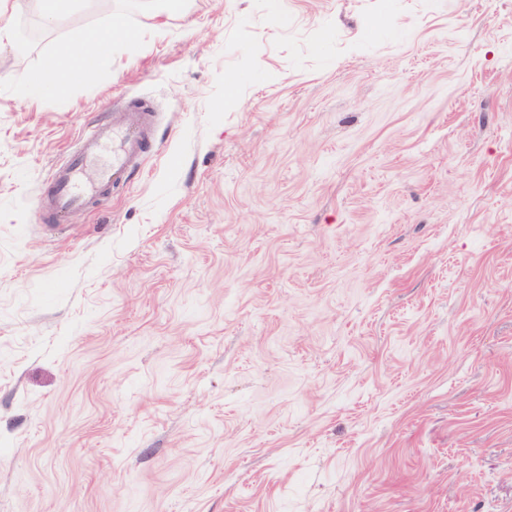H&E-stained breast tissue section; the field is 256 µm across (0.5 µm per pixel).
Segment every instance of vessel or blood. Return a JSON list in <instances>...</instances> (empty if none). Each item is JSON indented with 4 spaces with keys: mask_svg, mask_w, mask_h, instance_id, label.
Instances as JSON below:
<instances>
[{
    "mask_svg": "<svg viewBox=\"0 0 512 512\" xmlns=\"http://www.w3.org/2000/svg\"><path fill=\"white\" fill-rule=\"evenodd\" d=\"M155 134L156 111L144 99L131 100L86 128L55 166L40 211L60 224L111 197L151 151Z\"/></svg>",
    "mask_w": 512,
    "mask_h": 512,
    "instance_id": "obj_1",
    "label": "vessel or blood"
}]
</instances>
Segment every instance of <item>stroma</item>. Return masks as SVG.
Wrapping results in <instances>:
<instances>
[{
  "instance_id": "1",
  "label": "stroma",
  "mask_w": 512,
  "mask_h": 512,
  "mask_svg": "<svg viewBox=\"0 0 512 512\" xmlns=\"http://www.w3.org/2000/svg\"><path fill=\"white\" fill-rule=\"evenodd\" d=\"M137 97L156 150L46 228ZM0 512H512V0H84L0 48ZM117 42L134 44L138 41L132 32L119 25L113 24L106 27L97 39L72 61L69 67L70 76L74 78L81 77L90 69L96 67L110 55L112 46ZM70 56L71 52L68 43L60 42L56 44L45 57L42 67L29 77L28 96L30 98L40 97L46 90L47 74L55 70L62 59ZM109 112L112 119L107 117L86 128L53 170L38 207L57 224L111 197L112 190L127 182L155 143L156 110L152 103L133 99ZM96 162L99 165L90 178Z\"/></svg>"
}]
</instances>
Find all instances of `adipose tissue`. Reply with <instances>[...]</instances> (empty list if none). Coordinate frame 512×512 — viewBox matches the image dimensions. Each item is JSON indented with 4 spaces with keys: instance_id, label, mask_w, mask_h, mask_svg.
<instances>
[{
    "instance_id": "obj_1",
    "label": "adipose tissue",
    "mask_w": 512,
    "mask_h": 512,
    "mask_svg": "<svg viewBox=\"0 0 512 512\" xmlns=\"http://www.w3.org/2000/svg\"><path fill=\"white\" fill-rule=\"evenodd\" d=\"M135 41L136 37L132 32L127 31L119 25L113 24L106 27L80 56H72L68 43L61 42L56 44L52 51L45 57L41 68L29 77V97L37 98L44 93L47 74L55 70L62 59L67 57L71 58L72 63L69 67V74L71 77L78 78L106 59L110 55L115 43L125 42L132 44L135 43Z\"/></svg>"
}]
</instances>
